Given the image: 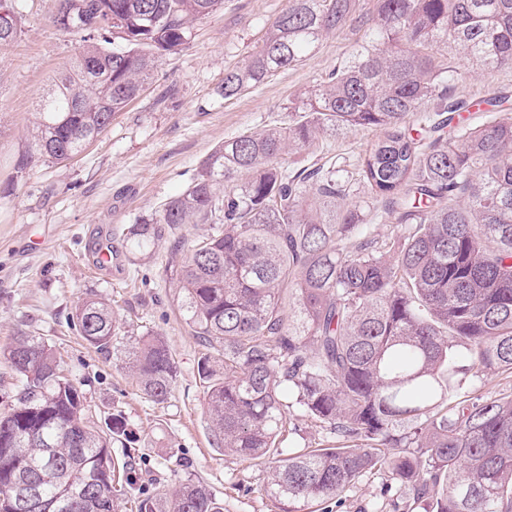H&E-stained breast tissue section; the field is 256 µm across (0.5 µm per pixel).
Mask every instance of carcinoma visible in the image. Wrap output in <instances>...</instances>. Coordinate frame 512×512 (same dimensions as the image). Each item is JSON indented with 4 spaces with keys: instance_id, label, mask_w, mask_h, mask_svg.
<instances>
[{
    "instance_id": "1",
    "label": "carcinoma",
    "mask_w": 512,
    "mask_h": 512,
    "mask_svg": "<svg viewBox=\"0 0 512 512\" xmlns=\"http://www.w3.org/2000/svg\"><path fill=\"white\" fill-rule=\"evenodd\" d=\"M223 0H59L53 17L81 35L73 65L37 111V157L66 161L143 90L159 55ZM85 14L82 26L66 14ZM0 49L21 33L0 0ZM356 22L354 0H288L248 63L224 74L231 98L298 64ZM119 39L124 46L107 47ZM438 43L512 68V0H377L361 50L288 103V121L224 140L182 194L132 225L133 254L182 224H204L171 268L204 348L214 444L270 464L267 491L309 512L382 466L425 512H512V397L461 396L468 376L512 372V114L454 121L457 68ZM374 128L355 162L324 152L312 168L281 163L321 137ZM364 195H356L358 189ZM395 221L380 240L378 209ZM99 351L114 348L112 309L89 296L68 317ZM19 385L0 416V512L36 494L31 512H115L108 448L128 438L121 415H94L42 339L7 347ZM126 361L139 389L165 402L177 370L166 342L142 336ZM336 444L285 451L300 422ZM136 512H224L200 481L133 499Z\"/></svg>"
}]
</instances>
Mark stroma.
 I'll return each instance as SVG.
<instances>
[{"instance_id":"35a3bbf8","label":"stroma","mask_w":512,"mask_h":512,"mask_svg":"<svg viewBox=\"0 0 512 512\" xmlns=\"http://www.w3.org/2000/svg\"><path fill=\"white\" fill-rule=\"evenodd\" d=\"M58 5L17 0L22 32L0 49V413L13 407L16 392L3 351L17 332L32 333L52 347L63 375L83 389L96 412L124 416L129 441L113 443L111 454L115 464L131 462L134 490L165 492L193 479L223 499L224 512H283V503L266 491L264 465L212 443L197 371L202 350L167 272L170 242L136 262L126 234L183 193L225 139L287 122L295 92L318 84L356 53L364 31L354 25L327 36L298 65L227 99L221 94L225 72L248 62L288 0H224L190 25L181 50L160 57L140 95L79 155L66 162L44 158L19 172L18 155L36 149L38 104L81 44L80 35L53 25ZM437 55L459 70L449 97H512V70L473 65L445 44ZM378 137L373 129L356 130L290 152L288 160L301 168L324 150L352 160ZM97 242L111 246L116 269L94 263ZM89 293L112 306L116 351L90 347L66 324ZM148 333L165 340L176 364L171 393L160 404L139 390L125 364V348ZM391 483L388 470L372 471L322 508L424 512L411 490L386 496Z\"/></svg>"}]
</instances>
